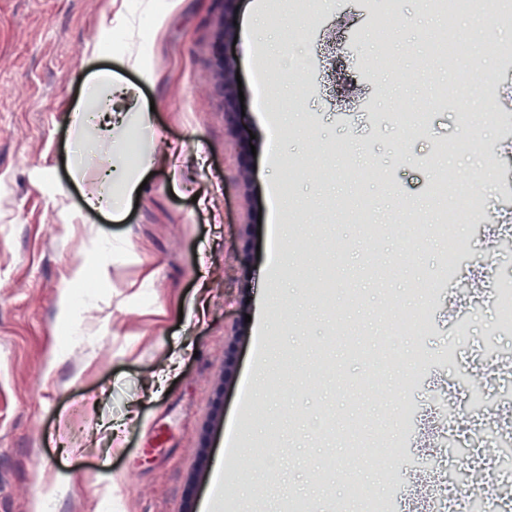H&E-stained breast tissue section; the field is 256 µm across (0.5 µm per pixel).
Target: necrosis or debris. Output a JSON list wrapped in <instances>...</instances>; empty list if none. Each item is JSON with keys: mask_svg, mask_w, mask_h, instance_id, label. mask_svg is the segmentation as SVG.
Segmentation results:
<instances>
[{"mask_svg": "<svg viewBox=\"0 0 512 512\" xmlns=\"http://www.w3.org/2000/svg\"><path fill=\"white\" fill-rule=\"evenodd\" d=\"M425 12L444 18L447 15L489 21L499 32L498 37L486 38L477 48L452 40V49L443 61L448 70V81L427 101L423 110L408 109L380 114L383 122H396L411 135L425 131L432 111L444 107L452 114L459 131L468 133L466 150L480 164L478 177L470 174L448 173L440 165L427 160L418 166L428 182L437 188V206L427 212H407L406 216H384L372 211L358 215L357 220L369 241L382 235L398 237L406 255H413L416 247L427 240H438L448 245V254L454 259L450 284L434 287L432 274H425V283L432 293L448 307H455L461 286L477 282L471 293L474 305L491 311L496 336L502 339V348L512 350V276L502 268L486 267L482 259V244L486 236L512 240L511 224H494L489 234L483 235L477 227L487 222V208L491 197L500 186L498 168L488 150L487 133L512 128V113L495 109L499 71L512 67V0H421ZM478 51L481 58L490 60L491 74L482 82H475L472 71L460 70L459 60L470 51ZM379 334L372 342L377 351L371 356L364 388L373 398L383 396L385 390L378 368L384 357L400 356V342L411 332L406 321L392 309L379 312ZM483 338L458 336L448 349L450 373L445 379L446 391L459 412L443 415L435 403L413 406L410 424L431 428L438 438L437 447L428 449L425 457L433 461L432 488L423 503L424 512H512V425L503 423L485 406L473 401L469 387L459 383L458 371H466L476 364L494 359ZM387 428L375 423L372 431L359 432L349 437V460L368 461L374 449H381V458L391 471L393 488L381 495L352 479L347 483L351 495L360 499L361 512H413L414 498L404 487V471L399 449L384 452Z\"/></svg>", "mask_w": 512, "mask_h": 512, "instance_id": "4bbe7bcc", "label": "necrosis or debris"}]
</instances>
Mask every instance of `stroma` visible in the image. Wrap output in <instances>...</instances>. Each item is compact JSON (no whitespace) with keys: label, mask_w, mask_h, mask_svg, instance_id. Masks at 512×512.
<instances>
[{"label":"stroma","mask_w":512,"mask_h":512,"mask_svg":"<svg viewBox=\"0 0 512 512\" xmlns=\"http://www.w3.org/2000/svg\"><path fill=\"white\" fill-rule=\"evenodd\" d=\"M223 9L0 0V512H34L57 481L66 488L53 512H203L220 476L240 512H280L291 497L325 501L326 512L347 504L334 459L344 431L377 409L353 348L378 329L389 295L400 315L419 312L416 283L448 252L430 240L409 261L393 237L370 250L361 224L347 221L309 240L287 230L276 254L275 209L425 206L430 190L410 159L455 138L452 117L433 113L413 138L370 127L365 114L429 100V38L448 25L400 0L374 38L367 0H306L293 12L288 0H264L260 37L277 74L264 89L241 27L218 40ZM219 41L244 111L224 110ZM290 46L309 63L303 75L284 64ZM103 75L126 90L115 127L75 140L74 109L107 102ZM246 139L256 148L248 161ZM141 154L155 160L139 174L141 193L113 210L86 207L72 170L108 159L130 168ZM275 257L281 273L269 286L262 268ZM262 310L274 323L264 335ZM429 312V328L402 342L430 354L418 384L406 386L400 361L386 379L403 412L444 392L448 370L434 355L452 312L437 300ZM263 336L271 364L256 379Z\"/></svg>","instance_id":"stroma-1"}]
</instances>
